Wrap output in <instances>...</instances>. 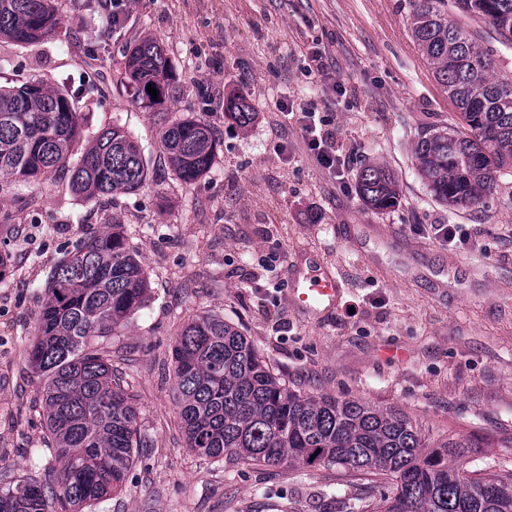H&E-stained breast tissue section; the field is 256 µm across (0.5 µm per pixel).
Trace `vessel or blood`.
<instances>
[{"mask_svg": "<svg viewBox=\"0 0 512 512\" xmlns=\"http://www.w3.org/2000/svg\"><path fill=\"white\" fill-rule=\"evenodd\" d=\"M344 287L321 262L312 260L290 268L289 301L305 312H327L336 307Z\"/></svg>", "mask_w": 512, "mask_h": 512, "instance_id": "vessel-or-blood-1", "label": "vessel or blood"}]
</instances>
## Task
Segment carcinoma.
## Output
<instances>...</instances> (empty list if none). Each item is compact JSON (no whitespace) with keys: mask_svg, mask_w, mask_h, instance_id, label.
<instances>
[{"mask_svg":"<svg viewBox=\"0 0 512 512\" xmlns=\"http://www.w3.org/2000/svg\"><path fill=\"white\" fill-rule=\"evenodd\" d=\"M411 36L433 65L462 120L423 132L416 144L419 174L431 195L450 208L480 203L512 169V76L498 66L512 50V0H408ZM460 20L448 18V11ZM483 22L497 46L470 23ZM53 0H0V37L35 44L60 27ZM175 76L169 57L144 40L128 50L121 81L139 108L154 112ZM157 89V99L147 86ZM227 111L252 119L243 95ZM80 113L68 96L39 81L0 86V178L29 183L46 177L75 154L71 184L86 198L129 193L146 172L137 141L121 126L99 132L79 148ZM162 144L177 177L188 184L214 164L215 139L194 118L169 123ZM360 197L383 211L399 197L384 167L366 165ZM47 300L28 353L43 377L45 438L59 463L46 484L18 482L0 492V512H47L59 502L84 512L122 492L135 449L142 447L134 397L112 376L110 351L90 340L114 329L147 299L142 264L122 225L107 224L54 264ZM178 416L189 448L226 464L278 466L288 461L332 465L390 487L363 512H512V472L475 474L461 458L471 443L448 437L431 442L405 412L360 399L302 394L276 377L253 344L224 319L189 321L172 349Z\"/></svg>","mask_w":512,"mask_h":512,"instance_id":"obj_1","label":"carcinoma"}]
</instances>
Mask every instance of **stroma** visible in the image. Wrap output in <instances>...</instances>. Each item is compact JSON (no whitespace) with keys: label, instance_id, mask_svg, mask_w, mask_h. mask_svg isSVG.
Segmentation results:
<instances>
[{"label":"stroma","instance_id":"stroma-1","mask_svg":"<svg viewBox=\"0 0 512 512\" xmlns=\"http://www.w3.org/2000/svg\"><path fill=\"white\" fill-rule=\"evenodd\" d=\"M66 25L34 45L0 38V85L30 80L74 97L81 136L117 124L143 151L131 193L85 199L69 167L39 184L0 179V489L48 483L42 386L27 351L49 268L87 233L123 225L148 278L145 304L105 341L138 407L143 446L121 495L95 512H353L366 475L333 466L239 465L186 446L172 348L191 319L237 327L296 391L400 409L424 434L477 440L471 470H512V176L481 204L448 210L416 170L415 145L459 113L412 40L408 0H127L109 28L99 0H59ZM159 44L178 76L160 111L120 82L127 51ZM246 95L240 127L224 100ZM319 112L344 160L321 168L284 106ZM204 120L215 162L194 183L170 169L166 123ZM399 186L394 207L357 191L365 161ZM439 224L459 225L445 243ZM314 257L344 282L329 314L295 310L292 262Z\"/></svg>","mask_w":512,"mask_h":512}]
</instances>
